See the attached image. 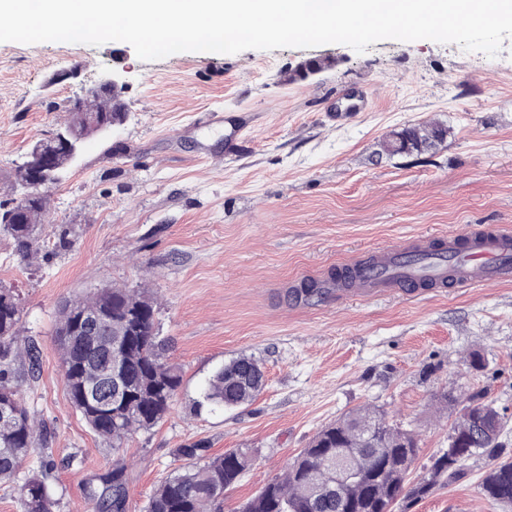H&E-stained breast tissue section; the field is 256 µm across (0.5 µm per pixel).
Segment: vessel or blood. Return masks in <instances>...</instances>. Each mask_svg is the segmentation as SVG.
Wrapping results in <instances>:
<instances>
[{"mask_svg": "<svg viewBox=\"0 0 512 512\" xmlns=\"http://www.w3.org/2000/svg\"><path fill=\"white\" fill-rule=\"evenodd\" d=\"M442 242L448 250L444 257L433 255L430 238L421 237L410 245L372 251L371 263L359 258L347 262L350 290L359 295L379 291L412 295L425 284L476 287L512 280V229L481 224L449 233Z\"/></svg>", "mask_w": 512, "mask_h": 512, "instance_id": "obj_1", "label": "vessel or blood"}]
</instances>
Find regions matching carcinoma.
I'll list each match as a JSON object with an SVG mask.
<instances>
[{
    "label": "carcinoma",
    "mask_w": 512,
    "mask_h": 512,
    "mask_svg": "<svg viewBox=\"0 0 512 512\" xmlns=\"http://www.w3.org/2000/svg\"><path fill=\"white\" fill-rule=\"evenodd\" d=\"M82 108L76 98L64 107L68 118L62 132L74 144L94 132L85 125ZM88 108L97 112L99 129L104 131L118 117L117 105L107 96L91 101ZM443 138L444 130L436 124L408 126L394 135L386 150L392 156L409 148L419 153ZM7 195L0 200V233L11 238L21 260L30 261L40 250L36 230L47 213L48 196L21 186L16 171ZM293 294L322 302L330 289L322 281H312ZM155 305V295L145 288L106 284L65 301L58 310L57 346L71 404L98 437L117 449L136 432L162 421L182 386L181 369L170 362L155 332ZM96 312L108 320L104 331L84 320V315ZM21 319L19 295L0 287V403L10 402L16 412L10 419L0 417V483L19 487L21 512H53L55 499L47 475L55 461L42 457L38 466L23 470L33 448L47 441L50 431L21 396L22 381L34 379L39 366L36 343L18 341ZM117 342L124 393L109 413L88 403L84 394L107 376L111 348ZM264 385L260 364L242 355L213 373L196 407H239L253 401ZM495 415L497 408L482 396L468 398L450 433L457 447L434 455L428 478L412 483L410 470L418 454L415 435L386 424L375 409L354 410L320 430L283 476L267 484L243 512H392L398 500L425 498L436 486L463 474L469 459L484 454L497 460L483 479L484 494L512 507V455L499 442L504 419L491 430L482 425ZM205 451L200 443L179 449L184 466L156 488L146 512H224V491L239 482L252 455L247 448H235L208 458ZM87 499L91 512H128L125 468L114 466L99 487L89 490Z\"/></svg>",
    "instance_id": "1"
}]
</instances>
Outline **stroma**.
Listing matches in <instances>:
<instances>
[{
    "label": "stroma",
    "mask_w": 512,
    "mask_h": 512,
    "mask_svg": "<svg viewBox=\"0 0 512 512\" xmlns=\"http://www.w3.org/2000/svg\"><path fill=\"white\" fill-rule=\"evenodd\" d=\"M331 57L289 80L296 64ZM119 69L127 121L90 138L48 187L49 211L31 263L0 233V286L15 289L19 337L41 351L21 395L52 436L36 456L72 458L48 476L54 512H88L87 493L127 465L129 512L182 466L178 448L215 457L250 449L253 464L224 494V512L279 477L323 427L370 406L414 433L412 479L447 448L462 404L482 394L505 416L512 450V282L416 296L295 303L296 278H327L371 250L473 224L512 225V39L497 57L431 40L181 52L140 60L131 45L0 43V187L29 146L55 131L62 105ZM371 107L353 111L360 97ZM220 122L195 124L198 113ZM250 120L239 157L225 135ZM438 124L446 139L420 155L384 144L406 126ZM68 247H58L59 236ZM105 283L158 293L155 324L183 375L171 413L120 451L72 407L55 339L66 299ZM479 354L481 368L469 366ZM247 355L266 385L249 405L195 411L208 379ZM491 460L396 512H512L485 496Z\"/></svg>",
    "instance_id": "35a3bbf8"
}]
</instances>
